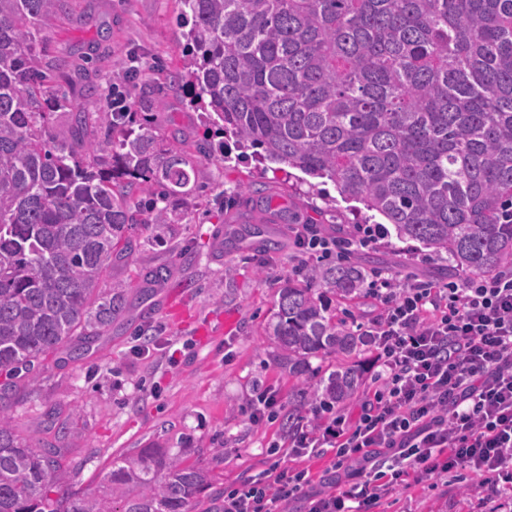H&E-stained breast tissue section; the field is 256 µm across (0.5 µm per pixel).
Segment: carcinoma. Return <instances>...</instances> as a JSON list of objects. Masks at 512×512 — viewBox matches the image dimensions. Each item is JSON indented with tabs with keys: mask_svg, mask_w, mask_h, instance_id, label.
Segmentation results:
<instances>
[{
	"mask_svg": "<svg viewBox=\"0 0 512 512\" xmlns=\"http://www.w3.org/2000/svg\"><path fill=\"white\" fill-rule=\"evenodd\" d=\"M192 17L180 79L241 157L333 182L382 216L399 238L448 262V277L512 267V0H182ZM60 0H0V512H192L214 500L210 475L169 448L112 465L99 494L53 498L66 439L20 435L8 414L35 384L40 359L84 358L126 308V285L104 292L112 265L137 247L139 224L163 237L196 204L197 168L182 144L132 127L93 94L61 95L34 31ZM72 110L101 136L80 153L48 120ZM252 154H247V151ZM372 271L346 256L301 264L278 289L266 328L299 376L308 360L356 355L364 337L338 304L359 298ZM143 274L141 298L167 283ZM361 374L338 366L315 403L340 404Z\"/></svg>",
	"mask_w": 512,
	"mask_h": 512,
	"instance_id": "cac0c4a2",
	"label": "carcinoma"
}]
</instances>
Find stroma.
Here are the masks:
<instances>
[{"mask_svg":"<svg viewBox=\"0 0 512 512\" xmlns=\"http://www.w3.org/2000/svg\"><path fill=\"white\" fill-rule=\"evenodd\" d=\"M184 31L178 0H62L38 27L35 48L46 68L68 61L59 83L67 97L78 101L92 89L105 106L113 84L124 80L128 56L138 55L145 68L134 86L133 111L148 113L153 135L178 139L189 156L199 157L200 144L214 149L220 139L207 132L203 108L173 77L181 68ZM224 154L218 161L199 158V178L212 200L186 214L175 241L154 239L150 227L138 225V249L108 270L105 286L126 285L129 311L88 357L59 365L47 356L35 386L20 389L12 401L22 435L39 437L47 409L66 420L68 451L57 492L97 491L113 461L150 446L182 452L219 488L256 474L267 448L282 442L288 428L281 419L250 421L254 386L277 391L287 411L307 417L312 406L302 401V390L320 387L344 362L329 355L293 376L265 328L277 289L294 271L288 223L317 224L332 235L371 220V212L333 183L315 193L299 170L238 162L231 147ZM252 183L262 192L238 221L267 225L277 235L280 247L264 261L250 250L225 253L217 244L230 203ZM353 258L400 281L439 279L437 264L412 259L408 242L393 232L381 247L357 248ZM159 264L172 266L174 275L152 299L141 300L140 274ZM375 512H512V496L491 493L461 468L400 488Z\"/></svg>","mask_w":512,"mask_h":512,"instance_id":"stroma-1","label":"stroma"}]
</instances>
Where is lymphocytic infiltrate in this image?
<instances>
[{
    "label": "lymphocytic infiltrate",
    "instance_id": "lymphocytic-infiltrate-1",
    "mask_svg": "<svg viewBox=\"0 0 512 512\" xmlns=\"http://www.w3.org/2000/svg\"><path fill=\"white\" fill-rule=\"evenodd\" d=\"M370 330L381 384L356 413L322 412L271 445L258 474L224 489V512H373L408 480L465 465L491 491L512 488V270L439 285L375 277ZM335 452V466L392 452L390 480L313 494L296 459Z\"/></svg>",
    "mask_w": 512,
    "mask_h": 512
}]
</instances>
